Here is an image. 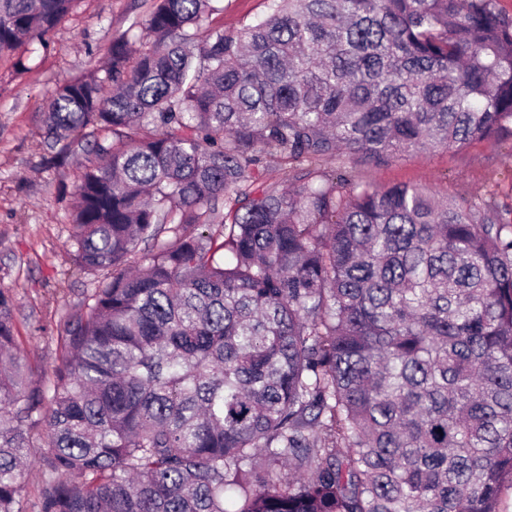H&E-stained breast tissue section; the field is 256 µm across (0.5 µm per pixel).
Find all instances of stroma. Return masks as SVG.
Returning a JSON list of instances; mask_svg holds the SVG:
<instances>
[{
  "instance_id": "stroma-1",
  "label": "stroma",
  "mask_w": 512,
  "mask_h": 512,
  "mask_svg": "<svg viewBox=\"0 0 512 512\" xmlns=\"http://www.w3.org/2000/svg\"><path fill=\"white\" fill-rule=\"evenodd\" d=\"M154 0H78L48 33L0 54V288L16 298L19 348L30 384L51 375L57 336L96 286L78 268L69 237V206L93 144L56 164L59 145L43 116L57 85L100 73L112 40L144 20ZM212 28L231 33L263 17L269 0H214ZM352 178L380 187L408 184L451 197L493 199L512 214V140L418 151L370 167L353 161Z\"/></svg>"
}]
</instances>
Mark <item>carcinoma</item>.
Masks as SVG:
<instances>
[{
  "instance_id": "obj_1",
  "label": "carcinoma",
  "mask_w": 512,
  "mask_h": 512,
  "mask_svg": "<svg viewBox=\"0 0 512 512\" xmlns=\"http://www.w3.org/2000/svg\"><path fill=\"white\" fill-rule=\"evenodd\" d=\"M75 0H0V53ZM156 0L151 48L59 86L47 136L94 142L70 207L112 272L25 386L0 288V512H501L512 489V224L377 187L376 166L512 138L493 0H271L235 33ZM294 164L292 185L260 172ZM171 225L173 239H160ZM145 248H140V245Z\"/></svg>"
}]
</instances>
